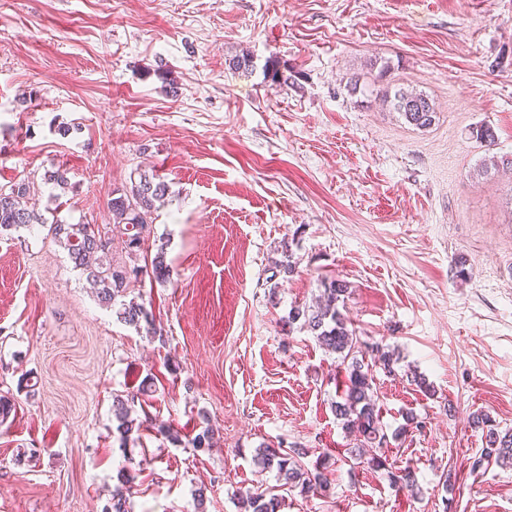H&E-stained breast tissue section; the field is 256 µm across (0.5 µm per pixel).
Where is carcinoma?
Returning <instances> with one entry per match:
<instances>
[{
	"label": "carcinoma",
	"instance_id": "1",
	"mask_svg": "<svg viewBox=\"0 0 512 512\" xmlns=\"http://www.w3.org/2000/svg\"><path fill=\"white\" fill-rule=\"evenodd\" d=\"M394 111L417 128L431 126L436 117L435 109L422 93H413L399 89L394 94H385ZM34 183L22 180L10 186L0 188V236L6 232L18 231L35 224L48 228V235L67 250L74 266L86 272L97 289V298L106 308L118 307V318L126 324L138 326L152 323V315L145 304L127 296L128 286L139 279L143 268L115 263L108 266L100 263L99 254L105 252L108 242L102 235L99 225L89 223L68 224L58 218L48 220L30 209L28 196ZM168 185L158 175L140 176V180L129 188L112 190L109 202L112 228L124 232L128 255L135 257L143 249L140 240L139 225L145 220H154L156 203L167 194ZM170 275L166 253L158 251L151 260L150 278L164 283ZM347 285L331 281L324 284L322 301L315 307H296L288 313V324L298 321L302 327L316 336L319 344L329 352L338 355L345 375L342 391L338 399L332 402L336 418L343 427L360 437V447L374 448L376 452L368 456L355 458L356 464L373 471L386 468L389 460L384 456V448L389 446V438L380 420L377 405L376 382L366 357L383 366L384 373H396V360L390 352L379 344H370L356 335L348 320L337 308V303ZM148 389L143 387L136 392L113 397L112 412L118 421L119 448L126 447L132 434L138 433L143 422L131 417L133 407L142 401ZM476 428H485V446L473 457L471 471L475 472L491 463L512 464V434H500L486 415L473 418ZM305 454L302 448L289 450L266 445L255 455V462L263 471H276L278 488L290 492L299 491L303 495L315 494L328 485L327 475L316 467L308 469L300 458ZM394 482L400 487L413 491L417 488V478L411 467L406 466L392 473ZM134 476L121 470L117 484L112 489V497L102 512H129L128 505ZM240 512H281L285 505V496L274 489L247 490L239 494Z\"/></svg>",
	"mask_w": 512,
	"mask_h": 512
}]
</instances>
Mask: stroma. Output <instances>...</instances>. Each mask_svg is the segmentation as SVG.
<instances>
[{
  "label": "stroma",
  "mask_w": 512,
  "mask_h": 512,
  "mask_svg": "<svg viewBox=\"0 0 512 512\" xmlns=\"http://www.w3.org/2000/svg\"><path fill=\"white\" fill-rule=\"evenodd\" d=\"M400 87L429 96V128L383 104ZM494 155L512 157V0H0V187L31 179L39 213L105 225L113 189L157 173L137 262L171 264L131 289L157 339L45 229L0 237V512H102L122 469L131 512H194L201 486L207 512H239L275 486L253 455L276 444L330 456L327 488L283 512H512V467L469 470L472 415L512 430V173L483 175ZM58 164L62 192L42 181ZM331 280L359 336L400 355L373 371L387 433L426 420L389 446L417 496L348 465L338 360L286 323ZM149 376L120 446L112 398Z\"/></svg>",
  "instance_id": "1"
}]
</instances>
